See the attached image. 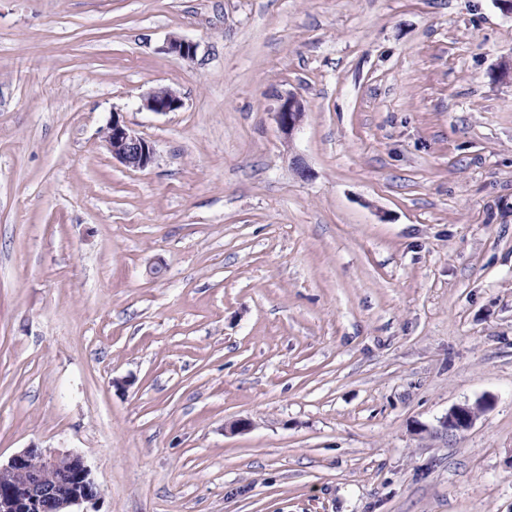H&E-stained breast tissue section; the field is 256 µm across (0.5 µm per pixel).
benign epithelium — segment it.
Instances as JSON below:
<instances>
[{
    "label": "benign epithelium",
    "instance_id": "7a95c632",
    "mask_svg": "<svg viewBox=\"0 0 512 512\" xmlns=\"http://www.w3.org/2000/svg\"><path fill=\"white\" fill-rule=\"evenodd\" d=\"M164 51L185 61L196 57L197 45L187 39L172 37ZM142 107L156 114L175 112L182 99L172 89L159 87L142 100ZM305 107L300 98L290 94L280 98L275 122L283 137L291 141L301 129ZM103 139L112 158L133 169H145L154 160V148L141 136L112 115L103 131ZM483 405H459L448 411L441 422L451 433L471 428ZM97 485L84 459L74 452H55L29 447L0 464V512H79L84 504L95 505Z\"/></svg>",
    "mask_w": 512,
    "mask_h": 512
}]
</instances>
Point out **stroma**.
<instances>
[{
    "mask_svg": "<svg viewBox=\"0 0 512 512\" xmlns=\"http://www.w3.org/2000/svg\"><path fill=\"white\" fill-rule=\"evenodd\" d=\"M31 446L98 512H512V15L0 0V460ZM182 99L172 89L159 87L151 91L142 100V107L156 114L175 112L182 107ZM305 114L304 104L297 96L290 94L280 98L275 112V122L286 140H293L304 123ZM103 139L112 158L133 169L147 168L154 160V148L141 136L113 115L103 131ZM481 409L480 405L475 407L459 405L448 411V415L441 422L442 428L451 433L463 432L471 428Z\"/></svg>",
    "mask_w": 512,
    "mask_h": 512,
    "instance_id": "stroma-1",
    "label": "stroma"
}]
</instances>
